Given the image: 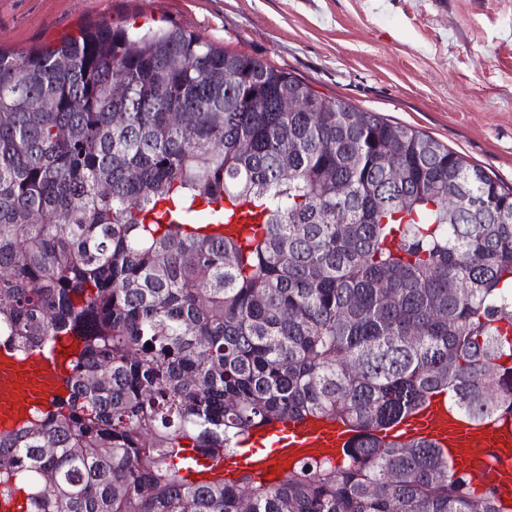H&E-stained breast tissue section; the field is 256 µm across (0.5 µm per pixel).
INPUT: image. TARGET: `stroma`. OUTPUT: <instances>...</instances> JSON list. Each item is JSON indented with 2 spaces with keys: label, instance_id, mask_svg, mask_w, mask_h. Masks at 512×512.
Masks as SVG:
<instances>
[{
  "label": "stroma",
  "instance_id": "stroma-1",
  "mask_svg": "<svg viewBox=\"0 0 512 512\" xmlns=\"http://www.w3.org/2000/svg\"><path fill=\"white\" fill-rule=\"evenodd\" d=\"M153 19L423 131L512 186V0H0V50Z\"/></svg>",
  "mask_w": 512,
  "mask_h": 512
}]
</instances>
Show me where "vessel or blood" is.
Listing matches in <instances>:
<instances>
[{"mask_svg": "<svg viewBox=\"0 0 512 512\" xmlns=\"http://www.w3.org/2000/svg\"><path fill=\"white\" fill-rule=\"evenodd\" d=\"M77 349L70 336L61 337L48 355L21 357L0 349V432L18 429L35 406L47 408L65 396L68 363ZM406 434L434 441L474 483L496 487L512 510V415L476 424L439 394L411 419ZM354 435L353 428L320 417L278 421L254 430L239 454L205 460L195 480L231 479L246 470L275 484L299 461L342 458Z\"/></svg>", "mask_w": 512, "mask_h": 512, "instance_id": "vessel-or-blood-1", "label": "vessel or blood"}]
</instances>
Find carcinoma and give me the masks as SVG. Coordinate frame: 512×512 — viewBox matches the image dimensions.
Masks as SVG:
<instances>
[{
    "label": "carcinoma",
    "instance_id": "obj_1",
    "mask_svg": "<svg viewBox=\"0 0 512 512\" xmlns=\"http://www.w3.org/2000/svg\"><path fill=\"white\" fill-rule=\"evenodd\" d=\"M224 200L259 209L246 250L182 231ZM60 335L67 396L0 433V499L28 512H504L383 431L437 391L512 412V189L180 27L0 52V347ZM306 415L359 431L342 460L275 485L172 463Z\"/></svg>",
    "mask_w": 512,
    "mask_h": 512
}]
</instances>
